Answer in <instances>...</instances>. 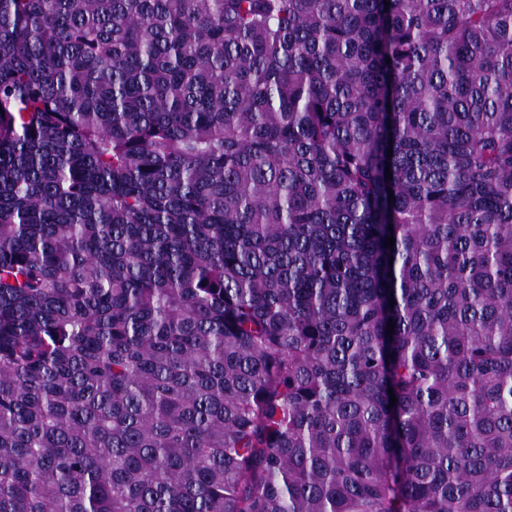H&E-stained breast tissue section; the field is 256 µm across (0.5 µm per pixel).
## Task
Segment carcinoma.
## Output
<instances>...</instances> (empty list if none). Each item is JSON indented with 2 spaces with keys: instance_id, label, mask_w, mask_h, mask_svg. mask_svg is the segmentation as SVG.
Returning a JSON list of instances; mask_svg holds the SVG:
<instances>
[{
  "instance_id": "cac0c4a2",
  "label": "carcinoma",
  "mask_w": 512,
  "mask_h": 512,
  "mask_svg": "<svg viewBox=\"0 0 512 512\" xmlns=\"http://www.w3.org/2000/svg\"><path fill=\"white\" fill-rule=\"evenodd\" d=\"M0 512H512V0H0Z\"/></svg>"
}]
</instances>
